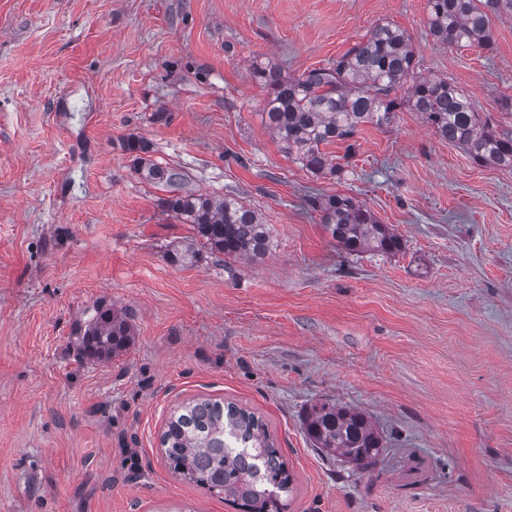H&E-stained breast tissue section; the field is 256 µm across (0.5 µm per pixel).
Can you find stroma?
<instances>
[{
  "label": "stroma",
  "mask_w": 512,
  "mask_h": 512,
  "mask_svg": "<svg viewBox=\"0 0 512 512\" xmlns=\"http://www.w3.org/2000/svg\"><path fill=\"white\" fill-rule=\"evenodd\" d=\"M512 132V19L491 48L436 44L427 0H0V512H239L170 470L169 418L202 398L261 417L287 512H512V170L473 163L420 113L325 145L315 175L266 127L257 61L298 77L380 22ZM185 186L261 212L257 263L179 266L192 225L123 142ZM365 203L397 254L346 253L311 197ZM134 340L75 334L97 300ZM366 413V471L315 448L310 407ZM92 311L78 329L82 351L90 360L108 361L131 344L133 327L124 310L106 301H97Z\"/></svg>",
  "instance_id": "obj_1"
}]
</instances>
